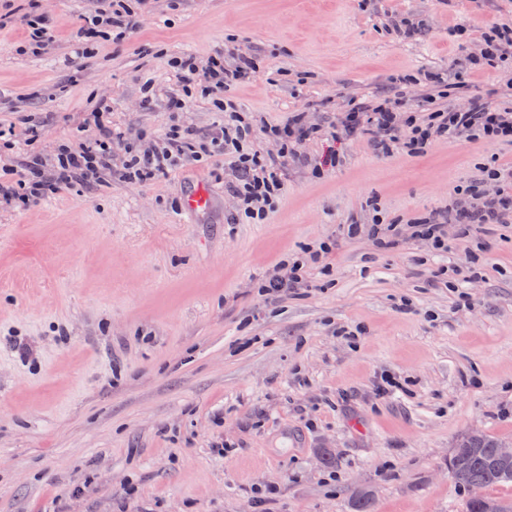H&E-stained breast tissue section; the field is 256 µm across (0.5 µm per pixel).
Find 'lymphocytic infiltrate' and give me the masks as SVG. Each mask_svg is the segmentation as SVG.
<instances>
[{
    "label": "lymphocytic infiltrate",
    "mask_w": 512,
    "mask_h": 512,
    "mask_svg": "<svg viewBox=\"0 0 512 512\" xmlns=\"http://www.w3.org/2000/svg\"><path fill=\"white\" fill-rule=\"evenodd\" d=\"M137 7L126 0H110L108 8L89 13L75 31L81 57L93 54L96 39L125 38L138 25ZM170 65L187 85H199L201 94L210 99L221 116L219 131L204 147L196 145L193 127L175 123L165 134L161 147L147 152L130 150L124 167L112 168V143L119 140L105 116L112 110L108 100L97 102L86 122L93 125V137L71 149L60 145L54 173L45 177L40 156H32L24 167L12 170L8 183L0 182V197L17 201L20 206L37 204L46 194L68 189L75 183L100 181L107 172H116L127 182L157 180L168 176L186 159L196 161L222 159L236 171L229 192L239 202V212L253 223L262 224L278 204L284 190L283 175L289 162L301 158L296 146L318 135L319 129L307 120L306 112L289 113L286 120L268 124L264 132L279 142L277 153L263 154L247 147L254 125L231 97V89L245 83L257 69L253 56L238 55L233 65H225L223 55L211 56L206 70H199L193 55L172 58ZM406 91L384 98L374 105H355L345 113L340 125L349 136L364 137L378 155L389 157L398 152L424 153L441 138L483 140L512 145V112L492 106L479 96L470 97L466 108L437 107L433 97H425L420 112L408 111ZM512 181V165L491 159L480 168L478 178L463 188L466 203L411 220L414 236L427 241L436 251L448 248V225H457L460 235L474 230H490L512 224V195L502 190Z\"/></svg>",
    "instance_id": "1"
}]
</instances>
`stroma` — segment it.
I'll list each match as a JSON object with an SVG mask.
<instances>
[{"mask_svg": "<svg viewBox=\"0 0 512 512\" xmlns=\"http://www.w3.org/2000/svg\"><path fill=\"white\" fill-rule=\"evenodd\" d=\"M98 6L39 0L54 40L37 54L19 50L26 0L0 27V123L16 131L0 167L25 159L32 123L31 149L52 160L102 98L124 135L113 167L174 122L209 135L208 99L167 107L183 92L169 61L185 53L202 66L218 51L255 56L258 72L234 91L244 110L263 124L305 108L325 134L301 144L309 162L289 165L263 224L229 223L238 201L219 162L78 185L27 209L0 201V512H262L252 490L265 486L273 512H350L361 490L376 512H465L449 449L471 433L512 441V227L454 290L440 270L467 272L475 248L456 226L442 256L410 236L380 255L345 226L370 223L376 206L404 219L444 208L512 146L442 138L383 158L329 129L351 100L424 69L451 83L448 105L470 93L502 103L512 63H460L482 32L512 23V0H152L123 42L74 68L72 33ZM395 16L421 33L396 41ZM147 81L158 97L144 109ZM331 154L336 166L315 173ZM199 182L213 206L190 218L180 201ZM323 242L335 248L307 263L311 289L258 296L282 260ZM384 374L402 389L382 398Z\"/></svg>", "mask_w": 512, "mask_h": 512, "instance_id": "stroma-1", "label": "stroma"}]
</instances>
